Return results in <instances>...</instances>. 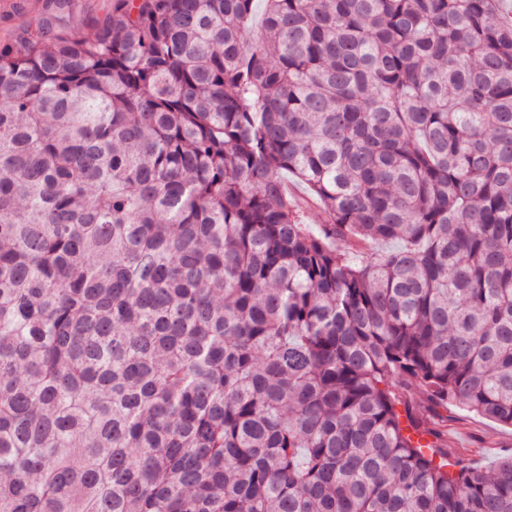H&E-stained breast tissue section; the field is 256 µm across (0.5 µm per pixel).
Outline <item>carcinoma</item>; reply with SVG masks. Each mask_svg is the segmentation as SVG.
Here are the masks:
<instances>
[{
  "label": "carcinoma",
  "instance_id": "obj_1",
  "mask_svg": "<svg viewBox=\"0 0 512 512\" xmlns=\"http://www.w3.org/2000/svg\"><path fill=\"white\" fill-rule=\"evenodd\" d=\"M67 7L0 44V512H512L444 415L512 426L499 0ZM107 0H71L69 7L52 19L53 26L62 32H74L81 37L95 34L93 20L105 12Z\"/></svg>",
  "mask_w": 512,
  "mask_h": 512
}]
</instances>
